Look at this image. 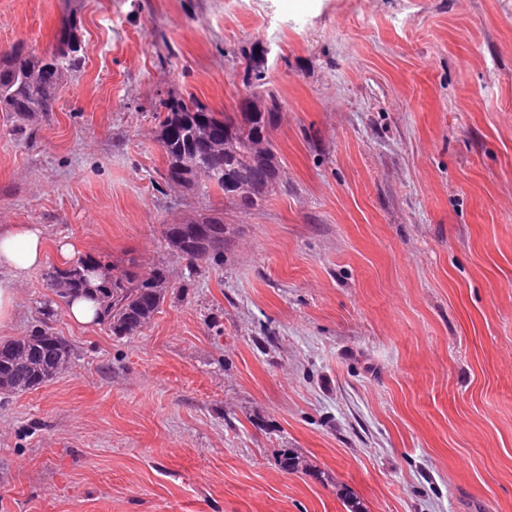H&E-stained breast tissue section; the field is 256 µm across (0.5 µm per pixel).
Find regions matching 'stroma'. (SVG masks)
<instances>
[{
	"label": "stroma",
	"instance_id": "stroma-1",
	"mask_svg": "<svg viewBox=\"0 0 512 512\" xmlns=\"http://www.w3.org/2000/svg\"><path fill=\"white\" fill-rule=\"evenodd\" d=\"M69 27L56 111L0 112V226L48 254L0 338L64 243L170 287L135 336L58 309L65 371L0 394V512H512V0H0V55ZM257 45L283 184L195 269L163 227L224 198L165 187L154 116L233 111Z\"/></svg>",
	"mask_w": 512,
	"mask_h": 512
}]
</instances>
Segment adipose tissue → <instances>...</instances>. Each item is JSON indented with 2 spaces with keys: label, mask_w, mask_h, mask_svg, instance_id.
Returning <instances> with one entry per match:
<instances>
[{
  "label": "adipose tissue",
  "mask_w": 512,
  "mask_h": 512,
  "mask_svg": "<svg viewBox=\"0 0 512 512\" xmlns=\"http://www.w3.org/2000/svg\"><path fill=\"white\" fill-rule=\"evenodd\" d=\"M46 261L44 233L39 225L0 227V326L13 319L17 280Z\"/></svg>",
  "instance_id": "ef3b65f1"
}]
</instances>
